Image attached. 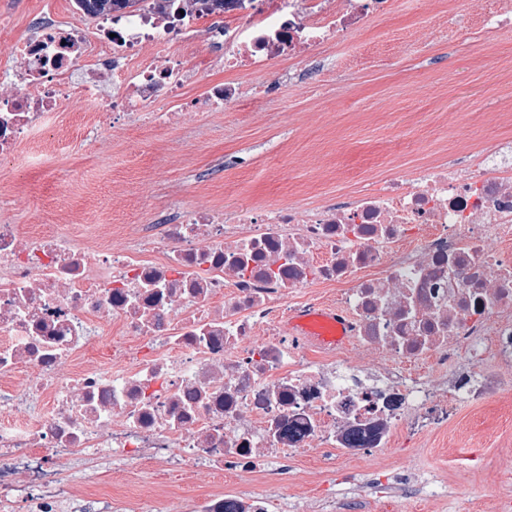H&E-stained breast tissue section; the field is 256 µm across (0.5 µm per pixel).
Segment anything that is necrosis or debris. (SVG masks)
Masks as SVG:
<instances>
[{
	"label": "necrosis or debris",
	"mask_w": 512,
	"mask_h": 512,
	"mask_svg": "<svg viewBox=\"0 0 512 512\" xmlns=\"http://www.w3.org/2000/svg\"><path fill=\"white\" fill-rule=\"evenodd\" d=\"M398 7L231 0L220 25L193 0H150L102 14L92 33L43 21L0 83V159L72 99L182 125L233 107L256 71L268 97L273 65L311 73L316 51ZM201 30L214 50H195ZM218 65L228 80L206 81ZM200 79L203 98L188 96ZM327 305L336 346L284 331L288 313ZM109 329V349L88 357ZM511 395V143L309 208L182 207L120 243L0 224L1 506L60 512L79 460L248 476L259 489L196 494L193 512H273L291 459L352 462L404 429L445 433L451 404Z\"/></svg>",
	"instance_id": "obj_1"
}]
</instances>
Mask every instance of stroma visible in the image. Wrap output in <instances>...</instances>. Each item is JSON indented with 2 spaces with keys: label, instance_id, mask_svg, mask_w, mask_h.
<instances>
[{
  "label": "stroma",
  "instance_id": "stroma-1",
  "mask_svg": "<svg viewBox=\"0 0 512 512\" xmlns=\"http://www.w3.org/2000/svg\"><path fill=\"white\" fill-rule=\"evenodd\" d=\"M498 0H471L452 13L432 14L430 0H409L336 48L338 62L311 82L281 86L270 102L244 93L229 111L204 112L174 128L131 118L92 132L83 102L67 104L58 125L31 136L19 161H0V221L36 232L84 238L107 231L126 235L151 223L159 210L204 204L233 211L308 206L355 188L407 160L459 154L468 141L512 138L503 97L512 90V33L486 37L480 14ZM54 10L64 22L95 29L72 0H0L9 22L0 28V59L16 36ZM431 18V42L420 40L419 18ZM512 437V402L490 401L449 418L439 441L402 433L391 449L323 469L299 460L279 489L289 504L325 505L335 512L357 500L360 512H501L512 490V464L481 467ZM444 468L446 476L419 497L399 502L378 480L399 459ZM145 500L165 512H191L190 498L169 471L149 466L138 481Z\"/></svg>",
  "mask_w": 512,
  "mask_h": 512
}]
</instances>
